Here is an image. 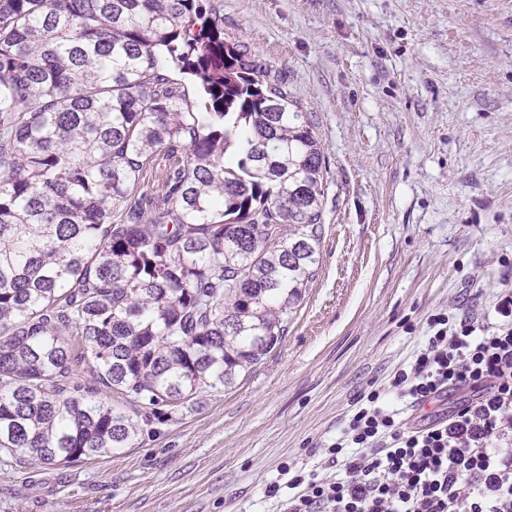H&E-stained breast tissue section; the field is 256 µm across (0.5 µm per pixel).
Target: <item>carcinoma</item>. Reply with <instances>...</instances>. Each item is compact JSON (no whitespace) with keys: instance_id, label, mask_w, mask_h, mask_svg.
Segmentation results:
<instances>
[{"instance_id":"cac0c4a2","label":"carcinoma","mask_w":512,"mask_h":512,"mask_svg":"<svg viewBox=\"0 0 512 512\" xmlns=\"http://www.w3.org/2000/svg\"><path fill=\"white\" fill-rule=\"evenodd\" d=\"M322 164L213 0H0V458H103L237 387L316 278ZM168 168L169 160L161 152L153 157L152 162L144 168L140 175L135 194L136 197L144 195L143 207L147 212H159L168 206L166 187L164 186Z\"/></svg>"}]
</instances>
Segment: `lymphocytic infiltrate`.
I'll return each mask as SVG.
<instances>
[{
  "label": "lymphocytic infiltrate",
  "instance_id": "1",
  "mask_svg": "<svg viewBox=\"0 0 512 512\" xmlns=\"http://www.w3.org/2000/svg\"><path fill=\"white\" fill-rule=\"evenodd\" d=\"M492 310L429 314L420 347L356 397L318 465L284 464L265 497L280 512H512V287Z\"/></svg>",
  "mask_w": 512,
  "mask_h": 512
}]
</instances>
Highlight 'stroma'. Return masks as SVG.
Here are the masks:
<instances>
[{
  "label": "stroma",
  "mask_w": 512,
  "mask_h": 512,
  "mask_svg": "<svg viewBox=\"0 0 512 512\" xmlns=\"http://www.w3.org/2000/svg\"><path fill=\"white\" fill-rule=\"evenodd\" d=\"M323 148L318 273L288 334L234 389L134 448L0 463V512H277L261 487L316 465L438 309L512 284V0H214ZM169 161L138 181L167 208Z\"/></svg>",
  "instance_id": "obj_1"
}]
</instances>
